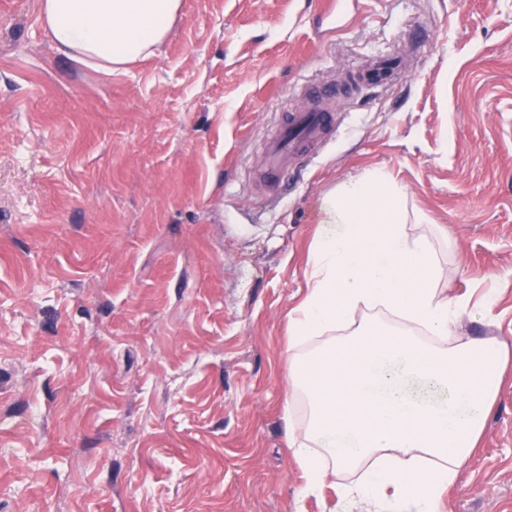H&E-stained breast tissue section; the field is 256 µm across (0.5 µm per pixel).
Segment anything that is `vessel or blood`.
<instances>
[{"instance_id": "1", "label": "vessel or blood", "mask_w": 512, "mask_h": 512, "mask_svg": "<svg viewBox=\"0 0 512 512\" xmlns=\"http://www.w3.org/2000/svg\"><path fill=\"white\" fill-rule=\"evenodd\" d=\"M404 59L401 56L379 57L372 67L360 76L361 84L385 87L403 75ZM334 96L330 85L318 87L313 97L316 107L292 112L266 143L267 164L271 172L284 175L307 152H315L333 135L334 116L329 102Z\"/></svg>"}]
</instances>
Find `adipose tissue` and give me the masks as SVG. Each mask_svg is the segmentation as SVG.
<instances>
[{
	"label": "adipose tissue",
	"instance_id": "ef3b65f1",
	"mask_svg": "<svg viewBox=\"0 0 512 512\" xmlns=\"http://www.w3.org/2000/svg\"><path fill=\"white\" fill-rule=\"evenodd\" d=\"M181 0H39L63 55L111 73L154 55ZM407 191L380 169L322 202L307 292L289 314L286 440L304 492L336 484L349 505L440 512L478 447L512 351L495 336L449 343L471 308L442 285L448 232L407 222ZM377 465L364 480L336 475Z\"/></svg>",
	"mask_w": 512,
	"mask_h": 512
}]
</instances>
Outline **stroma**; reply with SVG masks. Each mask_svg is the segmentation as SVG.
Instances as JSON below:
<instances>
[{
	"label": "stroma",
	"mask_w": 512,
	"mask_h": 512,
	"mask_svg": "<svg viewBox=\"0 0 512 512\" xmlns=\"http://www.w3.org/2000/svg\"><path fill=\"white\" fill-rule=\"evenodd\" d=\"M182 0L111 74L0 0V512H342L285 440L288 314L323 198L380 168L447 227L460 337L512 347V0ZM338 93L339 126L266 188L262 147ZM441 512H512V369ZM403 57L381 56L372 67L359 77L360 83L372 87H385L405 72Z\"/></svg>",
	"instance_id": "obj_1"
}]
</instances>
